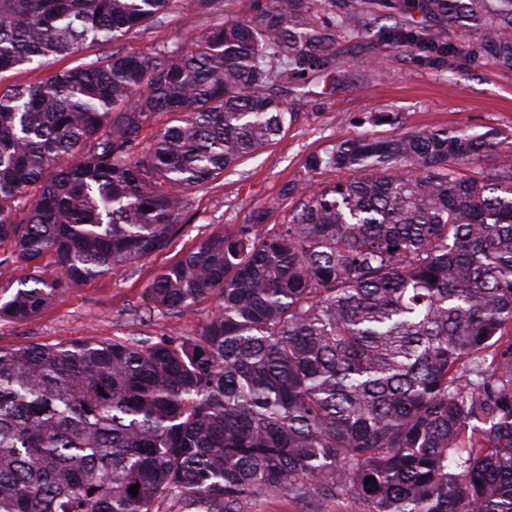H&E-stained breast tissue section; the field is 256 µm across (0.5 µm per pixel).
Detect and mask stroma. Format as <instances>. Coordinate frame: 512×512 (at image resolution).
<instances>
[{
  "label": "stroma",
  "instance_id": "1",
  "mask_svg": "<svg viewBox=\"0 0 512 512\" xmlns=\"http://www.w3.org/2000/svg\"><path fill=\"white\" fill-rule=\"evenodd\" d=\"M212 22L197 0H178L161 22L138 28L118 46L127 54L151 57L163 47L188 43ZM339 50L353 77L349 88L295 104L294 122L273 144L206 184L187 189L189 206L161 251L67 290L27 322L0 321V348L86 337L194 335L210 302L182 316H140L136 310L146 302L147 283L159 268L176 262L202 239L234 234L258 211H267V224L288 223L299 204L298 197L288 193L291 186L308 181L325 185L337 179L329 171L310 174L311 156L364 131L381 139L425 128L512 134V70L473 56L459 61L453 71H440L405 49L376 43L365 32L341 40ZM370 62L376 72L366 79L362 72ZM244 512H364V506L312 490L296 499L262 497L249 502Z\"/></svg>",
  "mask_w": 512,
  "mask_h": 512
}]
</instances>
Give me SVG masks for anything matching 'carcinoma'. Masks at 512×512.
Wrapping results in <instances>:
<instances>
[{
	"mask_svg": "<svg viewBox=\"0 0 512 512\" xmlns=\"http://www.w3.org/2000/svg\"><path fill=\"white\" fill-rule=\"evenodd\" d=\"M255 3L241 19L198 0L224 22L187 51L0 91V244L29 269L0 288V321L159 251L187 208L171 187L348 86L336 44L356 20L434 68L512 69V0ZM175 6L0 0V75ZM498 149L512 139L449 129L338 143L309 168L341 178L289 188L288 223L259 213L154 274L152 311L215 299L195 335L0 349V512H243L311 487L367 512H512V167H482Z\"/></svg>",
	"mask_w": 512,
	"mask_h": 512,
	"instance_id": "1",
	"label": "carcinoma"
}]
</instances>
